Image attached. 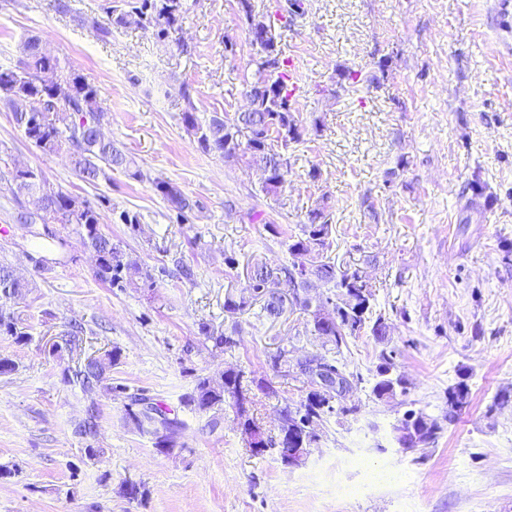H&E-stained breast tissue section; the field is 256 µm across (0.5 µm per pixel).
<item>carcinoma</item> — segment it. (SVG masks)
<instances>
[{"instance_id": "1", "label": "carcinoma", "mask_w": 512, "mask_h": 512, "mask_svg": "<svg viewBox=\"0 0 512 512\" xmlns=\"http://www.w3.org/2000/svg\"><path fill=\"white\" fill-rule=\"evenodd\" d=\"M243 13L253 55L252 80L246 82L245 95L250 97L244 112L214 115L202 122L189 92H184L186 106L181 122L198 147L224 159H237L255 165L264 171L262 193L275 201L284 191L290 167L289 151L305 141L307 126L298 115L299 91L291 82L289 58L283 56L278 46V34L268 15L257 13L251 0H237ZM186 12L185 0H113L107 19L81 18V23L91 27L105 40L112 36V29L135 25L152 29L159 39L170 40L184 48L176 37ZM22 58L13 66L0 65V103L11 109L15 127L26 141L44 154H55L65 149L73 170L80 179L94 182L110 178V173L120 171L131 179H143L135 161L110 138H102L98 128L105 122L107 113L101 105L98 89L66 60L44 52L42 40L29 36L21 43ZM15 200L35 196L42 206L38 214L19 213L21 224H72L84 246L97 257L96 277L111 287H156L153 274L137 260L131 258L121 242L102 232L103 214L100 208L71 192L55 190L39 169L10 166L8 157L0 156V184ZM154 189L168 202L180 221L195 207L175 184L160 178L152 181ZM332 222L324 207H315L306 214V221L294 233L280 232L282 245L288 253V262L279 265L257 264L248 275V284L240 295H227L224 311L234 314L255 304L259 305V318H276L282 312L284 293L290 288L299 289L300 313L306 315L305 335L319 341V348L291 359L285 347L270 358L273 372L281 377L290 373L283 364L293 361L298 372H305L311 365L338 376L343 389L356 392L363 377L349 370L344 349L348 339L368 330L381 341L386 336L387 325L382 314L374 310V292L367 272L360 267L335 263L331 250ZM323 283L332 296L322 300L306 292L310 278ZM30 282L19 280L14 270L0 263V300L18 296ZM81 325L73 323L64 332V345L76 348L82 342ZM13 336L17 341L31 340V333L19 326L14 315L0 308V334ZM204 340L217 349L231 348L237 341L230 335L217 334L207 327L201 328ZM62 345V346H64ZM59 344L53 350L62 349ZM118 360L113 349L105 357L89 356L72 375L65 376L84 389H91L107 381V368ZM407 380L396 370L395 352L381 350L375 373L372 375L371 394L382 402L404 395ZM266 398L277 396L270 382L244 379L241 370L228 369L219 376L198 375L185 403L200 412L212 413L208 426L218 425L219 414L231 408L237 418L247 426L263 431L269 447L282 444L295 448L303 440L313 437V432L325 428L331 419L342 425L348 419H357L360 407L345 406L336 413L329 403L332 395L321 391H308L297 402H285L279 411V424L275 433L264 430L254 416L258 395ZM468 385L460 382L448 388L447 409L439 417H432L421 410H408L392 425L398 444L406 442L417 446H432L449 425L461 414L468 403ZM127 414L139 428L149 427L155 448H175L182 423L169 418L166 412L144 393L127 395Z\"/></svg>"}]
</instances>
